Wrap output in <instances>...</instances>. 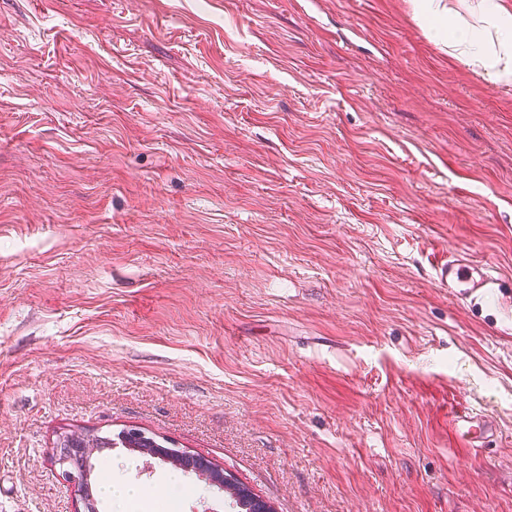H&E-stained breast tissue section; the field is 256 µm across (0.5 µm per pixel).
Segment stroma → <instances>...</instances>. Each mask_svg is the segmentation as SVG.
<instances>
[{
    "mask_svg": "<svg viewBox=\"0 0 512 512\" xmlns=\"http://www.w3.org/2000/svg\"><path fill=\"white\" fill-rule=\"evenodd\" d=\"M456 25L0 0V512H76L58 436L129 429L274 512H512V83ZM446 252L497 298L439 286ZM452 409L495 418L489 448ZM96 472L239 512L132 448ZM177 453L182 457L177 462L183 470L194 471L201 475L210 487H215L221 491L224 490V486H226L225 481H228L229 478L220 469L214 467L203 458L188 454L183 455L181 452Z\"/></svg>",
    "mask_w": 512,
    "mask_h": 512,
    "instance_id": "stroma-1",
    "label": "stroma"
}]
</instances>
